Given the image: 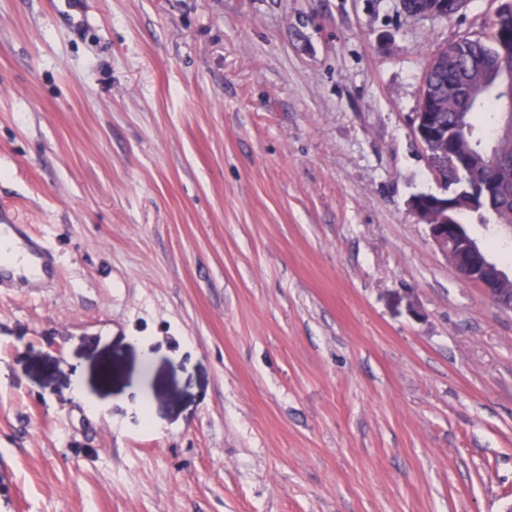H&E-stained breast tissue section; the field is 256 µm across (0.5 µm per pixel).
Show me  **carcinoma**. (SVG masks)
<instances>
[{
  "mask_svg": "<svg viewBox=\"0 0 512 512\" xmlns=\"http://www.w3.org/2000/svg\"><path fill=\"white\" fill-rule=\"evenodd\" d=\"M512 44L503 42L489 25L479 34L443 50L425 66L421 89L446 101L444 108L430 113L442 129L444 145L471 158L464 175L470 187L492 186L482 213L472 212L468 193L456 198L448 222L512 226V112L506 86L512 81Z\"/></svg>",
  "mask_w": 512,
  "mask_h": 512,
  "instance_id": "1",
  "label": "carcinoma"
}]
</instances>
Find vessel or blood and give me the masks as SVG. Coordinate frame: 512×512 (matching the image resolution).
<instances>
[{"label": "vessel or blood", "instance_id": "vessel-or-blood-1", "mask_svg": "<svg viewBox=\"0 0 512 512\" xmlns=\"http://www.w3.org/2000/svg\"><path fill=\"white\" fill-rule=\"evenodd\" d=\"M52 257L19 224H0V284L49 274Z\"/></svg>", "mask_w": 512, "mask_h": 512}]
</instances>
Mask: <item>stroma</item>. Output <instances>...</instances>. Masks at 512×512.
Segmentation results:
<instances>
[{"label": "stroma", "mask_w": 512, "mask_h": 512, "mask_svg": "<svg viewBox=\"0 0 512 512\" xmlns=\"http://www.w3.org/2000/svg\"><path fill=\"white\" fill-rule=\"evenodd\" d=\"M448 19L0 0V512H507L512 314L410 208ZM22 226L0 224V285L18 278H41L50 272L51 255Z\"/></svg>", "instance_id": "1"}]
</instances>
